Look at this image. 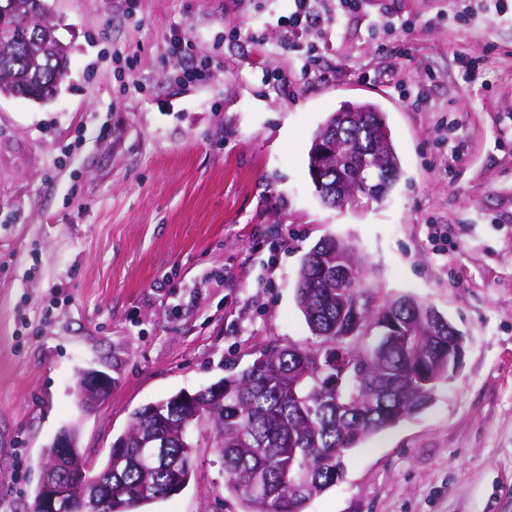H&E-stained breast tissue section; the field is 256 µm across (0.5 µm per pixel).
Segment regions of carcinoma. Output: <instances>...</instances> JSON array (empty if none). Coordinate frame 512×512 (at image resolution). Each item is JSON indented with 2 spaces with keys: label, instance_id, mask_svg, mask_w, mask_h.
Instances as JSON below:
<instances>
[{
  "label": "carcinoma",
  "instance_id": "obj_1",
  "mask_svg": "<svg viewBox=\"0 0 512 512\" xmlns=\"http://www.w3.org/2000/svg\"><path fill=\"white\" fill-rule=\"evenodd\" d=\"M46 0H0V96L39 95L56 87L68 68V47L46 35L33 16ZM343 127L342 147L326 159V131ZM312 181L323 204L336 206V188H352L380 202L401 178L386 112L370 101L348 102L314 134L308 152ZM336 239L304 255L296 300L311 333L305 345H267L253 363L220 379L219 395L196 400L219 408L217 419L196 429L219 435L224 488L242 512H304L306 504L345 476V456L366 438L423 409L436 381L448 377V333L426 335L429 307L403 298L394 309L365 277L331 276ZM393 321L410 344L383 330L366 339L361 328ZM191 404L169 400L134 413L126 447L91 476L77 454L70 471L77 495L89 483L112 482V512L138 509L189 482L190 449L181 426ZM100 512L94 499L63 500L58 512Z\"/></svg>",
  "mask_w": 512,
  "mask_h": 512
}]
</instances>
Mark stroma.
<instances>
[{
  "label": "stroma",
  "instance_id": "35a3bbf8",
  "mask_svg": "<svg viewBox=\"0 0 512 512\" xmlns=\"http://www.w3.org/2000/svg\"><path fill=\"white\" fill-rule=\"evenodd\" d=\"M47 2L69 73L49 101L0 97V512H29L62 427L102 464L140 407L310 341L297 273L326 237L466 345L455 379L353 449L305 512H512V25L366 0L303 34L305 76L288 0ZM383 5L411 29L371 37ZM360 100L386 112L404 175L382 204L331 209L308 151ZM89 369L112 390L86 412ZM194 441L186 487L143 512H240L212 439Z\"/></svg>",
  "mask_w": 512,
  "mask_h": 512
}]
</instances>
